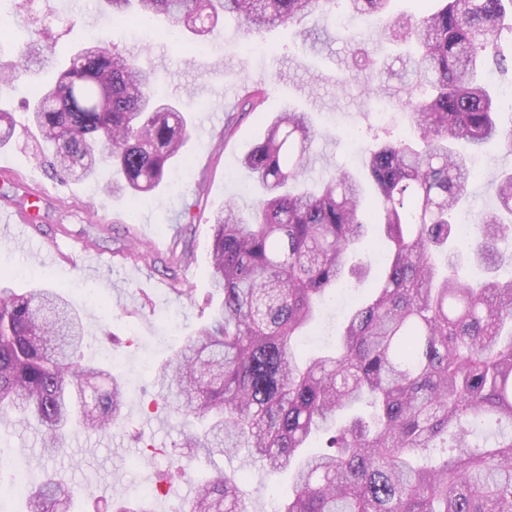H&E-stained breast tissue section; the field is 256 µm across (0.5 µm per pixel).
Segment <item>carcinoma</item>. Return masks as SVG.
<instances>
[{
	"label": "carcinoma",
	"instance_id": "carcinoma-1",
	"mask_svg": "<svg viewBox=\"0 0 512 512\" xmlns=\"http://www.w3.org/2000/svg\"><path fill=\"white\" fill-rule=\"evenodd\" d=\"M26 2L34 27L17 62L0 67L6 88L53 64L36 0ZM102 2L116 21L164 17L196 42L223 19L259 33L342 4L406 47L399 59L414 79L399 100L414 135L367 147L370 204L346 168L309 185L317 131L304 112L276 115L245 155L262 198L248 213L228 202L208 218L220 302L156 370L158 390L195 427L182 447L289 470L292 493L278 512H512V275L497 276L512 235V171L497 178V206L472 247L453 248L470 175L454 144L498 140L512 152V128L496 118L502 99L483 77L512 70L501 51L512 0H439L418 17L388 15L390 0ZM24 108L60 180L96 181L106 166L102 191L136 202L189 163L191 117L155 93L150 68L103 40L73 51ZM15 125L0 107V148ZM370 224L383 225L390 263L335 349L302 357L298 338L316 305L360 274L354 249ZM470 263L484 269L481 282L466 279ZM84 334L62 292L21 291L0 276V426L36 421L44 455L72 430L120 422L125 382L84 361ZM320 431L327 444L312 451ZM239 484L234 474L200 481L181 512H246ZM23 512H72L65 480L47 476ZM110 512L150 509L115 494Z\"/></svg>",
	"mask_w": 512,
	"mask_h": 512
}]
</instances>
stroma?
Instances as JSON below:
<instances>
[{
	"label": "stroma",
	"mask_w": 512,
	"mask_h": 512,
	"mask_svg": "<svg viewBox=\"0 0 512 512\" xmlns=\"http://www.w3.org/2000/svg\"><path fill=\"white\" fill-rule=\"evenodd\" d=\"M98 0H41L42 14L54 22L42 35L57 56H65L91 36H108L118 49L147 62L160 95L176 100L196 117L186 146L193 164L181 183L130 205L103 193L98 184L54 178L23 110H16V138L0 149V210L18 212L38 198L39 218L28 233L0 223V273L16 287L33 284L61 290L80 310L86 327V358H109L126 383L124 426L109 433L79 431L52 457L40 454L37 433L0 430V449L15 459L24 492L0 502V512H22L26 494L46 475L57 474L73 491L77 512H103L113 494L134 497L154 490L153 512H177L192 498L198 480L240 474L247 512H274L271 497L288 489L287 472L261 473L245 457L205 455L182 447L186 428L158 397L154 369L209 321L218 303L210 287L213 230L210 214L233 201L249 210L258 191L241 157L263 136L270 119L284 108L310 117L319 133L312 177H330L337 168L366 177L362 148L385 129L410 130L395 91L402 89L399 67L382 72L391 91L381 99L365 76L353 69L354 47L380 62L397 47L380 24L361 27L348 40L329 18L315 15L295 27H276L246 36L225 20L201 51L179 48L154 22L142 37L97 9ZM25 0L0 9V63L17 56L15 34L27 17ZM265 89L259 111L246 114L224 135V113L238 107L246 90ZM464 208L470 220L496 207L495 182L512 169V153L498 144L485 147L471 165ZM360 278L325 305L308 341L317 349L333 343L339 327L375 281L387 261L382 246L363 250Z\"/></svg>",
	"instance_id": "stroma-1"
}]
</instances>
